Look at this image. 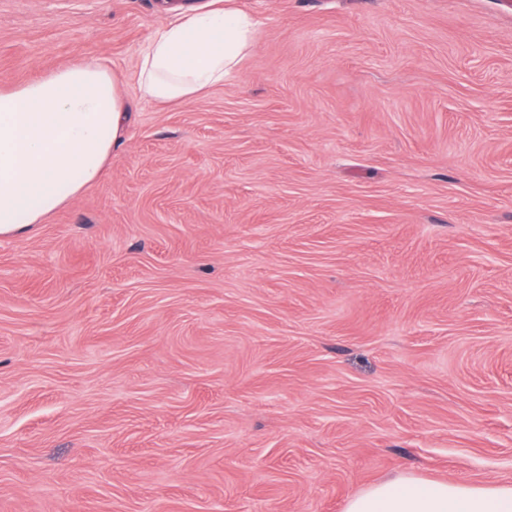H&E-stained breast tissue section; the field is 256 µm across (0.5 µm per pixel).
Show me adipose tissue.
<instances>
[{"instance_id": "obj_1", "label": "adipose tissue", "mask_w": 512, "mask_h": 512, "mask_svg": "<svg viewBox=\"0 0 512 512\" xmlns=\"http://www.w3.org/2000/svg\"><path fill=\"white\" fill-rule=\"evenodd\" d=\"M250 15L210 0L159 27L140 52L138 88L160 106L222 84L253 45ZM128 123L118 78L88 58L0 87V238L27 232L104 174ZM345 512H512V484L401 476L351 498Z\"/></svg>"}]
</instances>
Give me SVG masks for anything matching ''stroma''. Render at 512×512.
<instances>
[{"mask_svg": "<svg viewBox=\"0 0 512 512\" xmlns=\"http://www.w3.org/2000/svg\"><path fill=\"white\" fill-rule=\"evenodd\" d=\"M160 107L159 0H0V86L107 62L104 177L0 239V512H344L512 483V0H234ZM256 26L250 15L211 0L205 9L159 27L138 58L141 96L166 106L223 84L252 47ZM345 512H512V484L478 486L401 476L354 496Z\"/></svg>", "mask_w": 512, "mask_h": 512, "instance_id": "obj_1", "label": "stroma"}]
</instances>
